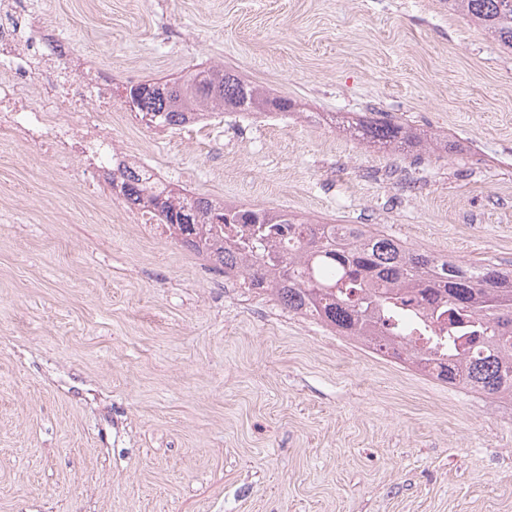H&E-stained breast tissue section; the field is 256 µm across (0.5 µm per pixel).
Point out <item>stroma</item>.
<instances>
[{
  "label": "stroma",
  "instance_id": "1",
  "mask_svg": "<svg viewBox=\"0 0 512 512\" xmlns=\"http://www.w3.org/2000/svg\"><path fill=\"white\" fill-rule=\"evenodd\" d=\"M127 86L221 65L300 111L113 125L167 184L512 265V54L447 0H27ZM391 120L454 143L393 152ZM109 185L0 144V512H512V404L225 288ZM354 128L355 136L368 144H379L385 148L403 149L423 147L427 143L425 134L417 133L409 127L386 121H362Z\"/></svg>",
  "mask_w": 512,
  "mask_h": 512
}]
</instances>
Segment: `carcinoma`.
<instances>
[{
	"label": "carcinoma",
	"mask_w": 512,
	"mask_h": 512,
	"mask_svg": "<svg viewBox=\"0 0 512 512\" xmlns=\"http://www.w3.org/2000/svg\"><path fill=\"white\" fill-rule=\"evenodd\" d=\"M460 14L512 53V0H448ZM127 98L151 126L172 129L204 118L208 110L228 114L288 112L292 100L272 96L218 66L187 76L138 83ZM355 136L394 150L423 147L427 137L386 121H362ZM120 195L147 210L181 243L209 258L213 268L270 293L288 311L317 320L337 335L367 342L380 355L432 365L436 378L488 397L512 395V268L468 263L420 251L401 241L343 224L297 225L296 241L283 246L276 226L291 224L283 211L228 207L207 198L157 190L133 166L120 168ZM226 224L242 225L224 245ZM422 312L430 335L413 339L399 327L376 329V312Z\"/></svg>",
	"instance_id": "cac0c4a2"
}]
</instances>
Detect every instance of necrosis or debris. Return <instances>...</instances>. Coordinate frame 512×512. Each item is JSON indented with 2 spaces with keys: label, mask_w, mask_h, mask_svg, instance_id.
I'll return each mask as SVG.
<instances>
[{
  "label": "necrosis or debris",
  "mask_w": 512,
  "mask_h": 512,
  "mask_svg": "<svg viewBox=\"0 0 512 512\" xmlns=\"http://www.w3.org/2000/svg\"><path fill=\"white\" fill-rule=\"evenodd\" d=\"M20 0H0V141H19L66 162L96 158L111 171L114 123L130 122L113 111L106 85L69 67V42L23 23Z\"/></svg>",
  "instance_id": "4bbe7bcc"
}]
</instances>
